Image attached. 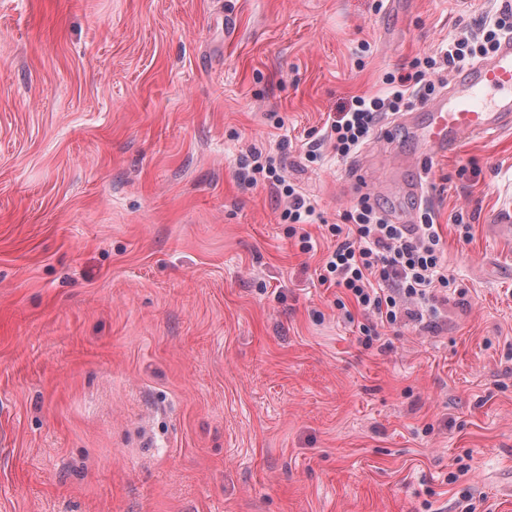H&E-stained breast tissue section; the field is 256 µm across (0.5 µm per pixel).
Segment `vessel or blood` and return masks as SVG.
Listing matches in <instances>:
<instances>
[{
	"mask_svg": "<svg viewBox=\"0 0 512 512\" xmlns=\"http://www.w3.org/2000/svg\"><path fill=\"white\" fill-rule=\"evenodd\" d=\"M426 153H456L467 136L489 137L512 129V38L488 59L457 69L446 90L421 116L400 118Z\"/></svg>",
	"mask_w": 512,
	"mask_h": 512,
	"instance_id": "1",
	"label": "vessel or blood"
}]
</instances>
